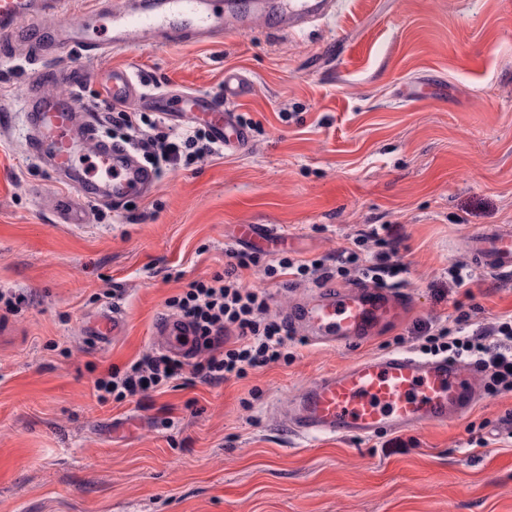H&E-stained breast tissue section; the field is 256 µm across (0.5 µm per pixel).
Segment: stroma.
<instances>
[{
    "label": "stroma",
    "mask_w": 512,
    "mask_h": 512,
    "mask_svg": "<svg viewBox=\"0 0 512 512\" xmlns=\"http://www.w3.org/2000/svg\"><path fill=\"white\" fill-rule=\"evenodd\" d=\"M61 69L85 73L80 102L99 127L109 71L126 66L149 93L224 99V71L254 86L233 110L248 151L166 171L121 207L91 204L60 223L65 193L27 145L21 87L41 67L0 52V289L27 297L0 310V512H512V392H484L463 420L372 439L300 438L270 409L359 358L421 354L425 328L485 329L512 314V276L475 270L465 241L512 225V0H344L297 33L259 22L211 44L140 46ZM425 99L403 100L407 85ZM244 224L281 225L290 257L324 260L356 234L392 227L402 291L415 305L368 343L288 338L287 360L241 380L175 385L99 402L98 378L152 348L167 301L226 268ZM288 317L321 282L241 273ZM118 307L127 333L102 346L87 322Z\"/></svg>",
    "instance_id": "obj_1"
}]
</instances>
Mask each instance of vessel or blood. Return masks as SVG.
<instances>
[{
    "label": "vessel or blood",
    "instance_id": "1",
    "mask_svg": "<svg viewBox=\"0 0 512 512\" xmlns=\"http://www.w3.org/2000/svg\"><path fill=\"white\" fill-rule=\"evenodd\" d=\"M340 0H254V11L274 18L293 31L312 20L330 17ZM67 0H0V43L33 29L45 17L59 13ZM249 16L224 9L223 0H84L77 20L66 22L53 38L35 40L38 59L50 60L58 50L80 48L95 59L116 49L178 41L213 42L224 34L244 30ZM108 39H100L101 31ZM47 80H62L70 87L66 96H43L25 86L23 96L31 108V152L42 159L71 189L56 199V214L65 224L90 221V204H117L147 192L153 172L128 148L103 140L91 114L74 97L83 72L60 73L43 68ZM252 92L240 71H224V99L234 102ZM107 97L129 107L145 97L132 73L115 67L109 73ZM159 111L177 121H206L225 148L243 152L250 145L246 126L231 110L220 111L203 95L174 99L163 93L149 97ZM281 236L276 224H246L247 241H273ZM467 249L480 268L512 273V230L488 227L473 232ZM412 304L402 291L384 286L356 285L320 289L316 298L298 309L290 327L309 342L335 346L367 342L397 324ZM126 324L117 309L101 313L88 333L97 342L123 335ZM194 333L178 316L162 319L153 340L162 350L182 356L193 348ZM482 397L474 371L445 358L423 359L406 351L367 356L340 369L313 378L304 391L284 408L289 427L300 437L357 436L372 438L409 428L446 425L461 420Z\"/></svg>",
    "mask_w": 512,
    "mask_h": 512
}]
</instances>
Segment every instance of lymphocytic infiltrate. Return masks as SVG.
<instances>
[{
	"label": "lymphocytic infiltrate",
	"instance_id": "lymphocytic-infiltrate-1",
	"mask_svg": "<svg viewBox=\"0 0 512 512\" xmlns=\"http://www.w3.org/2000/svg\"><path fill=\"white\" fill-rule=\"evenodd\" d=\"M120 142L142 154L155 172L180 164L191 165L223 152L212 133L204 126L191 124L178 132H164L158 121H146L144 115L120 111ZM235 262L211 278L195 280L184 291L171 297L167 305L188 320L194 331L193 351L180 360L161 352L143 353L126 370L112 369L100 378L95 388L100 402H121L149 391L168 387L182 375L203 382L241 379L249 371L287 359L290 329L287 322L268 316V296L264 291L243 287L240 271L256 265L255 256L238 252ZM359 271L374 281L397 277L404 268L392 252L364 253L345 249L336 256L335 273H327L320 260H297L280 256L267 264L269 278H304L320 274L345 276ZM423 349L436 355L451 353L467 356L489 376L491 392L512 391V315L500 318L491 328L456 332L437 329L425 336Z\"/></svg>",
	"mask_w": 512,
	"mask_h": 512
}]
</instances>
